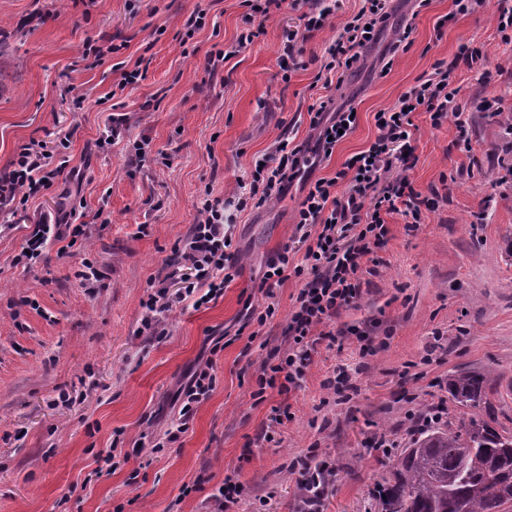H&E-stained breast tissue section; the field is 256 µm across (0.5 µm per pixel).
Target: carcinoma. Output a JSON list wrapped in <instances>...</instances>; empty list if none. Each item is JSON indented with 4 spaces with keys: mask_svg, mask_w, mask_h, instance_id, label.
Returning <instances> with one entry per match:
<instances>
[{
    "mask_svg": "<svg viewBox=\"0 0 512 512\" xmlns=\"http://www.w3.org/2000/svg\"><path fill=\"white\" fill-rule=\"evenodd\" d=\"M487 373L448 378V399L469 410L457 425L417 433L379 490L381 512H512V432L483 417Z\"/></svg>",
    "mask_w": 512,
    "mask_h": 512,
    "instance_id": "carcinoma-1",
    "label": "carcinoma"
}]
</instances>
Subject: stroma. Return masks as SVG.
Listing matches in <instances>:
<instances>
[{
	"label": "stroma",
	"instance_id": "1",
	"mask_svg": "<svg viewBox=\"0 0 512 512\" xmlns=\"http://www.w3.org/2000/svg\"><path fill=\"white\" fill-rule=\"evenodd\" d=\"M501 0L480 12L436 23L452 0H431L419 13L400 5L394 17L412 27L411 45L388 74L370 49L344 90L357 122L318 177L334 176L377 135L374 115L392 106L460 43L483 47L506 69L491 89L501 119L472 115L470 152L456 144L453 122L432 127L415 114V188H438L447 204L423 214L413 232L387 216L389 234L376 249L362 295L335 321L376 335L375 353L357 343L319 345L302 387L282 395L252 392L268 353L284 347L281 330L299 284L288 279L272 296L259 293L265 260L287 243L301 195L259 210L232 212L239 274L223 296L194 307L177 304L160 319L162 337L143 326L151 286L176 292L165 260L198 215L204 186L230 197L256 157L275 141H303L309 106L333 95L316 82L322 55L360 0H340L329 25L304 45L307 69L282 81L277 57L296 11L272 12L264 33L239 46V0H0V172L30 138L68 139V169L55 189L30 199L12 227L0 230V512H216L210 499L225 474L244 488L235 512H297L299 476L289 465L319 449L334 474L322 512H379L378 490L390 460L411 437L410 415L459 418L448 403V377L492 372L488 397L496 426L512 431V67L497 31ZM208 8L206 26L184 54L187 18ZM119 45L91 65L86 43ZM227 54L209 72L212 45ZM149 62L138 85L118 90L124 71ZM85 96L75 110L65 91ZM119 139L107 149L112 120ZM148 139L165 163L136 170L133 141ZM69 185L61 198L57 188ZM71 216L89 234L77 251L50 242L32 266L16 261L27 226ZM90 260L101 278L86 286L77 272ZM276 313L255 338L238 335L246 303ZM230 334L223 348L213 339ZM213 360L216 388L175 442L176 392L190 372ZM344 367L355 387L349 400L323 386ZM83 395L62 403L60 392ZM291 418L273 441L262 439L272 407ZM393 448L372 447L377 436ZM164 442L150 457L153 442Z\"/></svg>",
	"mask_w": 512,
	"mask_h": 512
}]
</instances>
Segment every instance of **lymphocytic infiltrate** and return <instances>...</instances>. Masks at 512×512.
<instances>
[{
  "label": "lymphocytic infiltrate",
  "instance_id": "obj_1",
  "mask_svg": "<svg viewBox=\"0 0 512 512\" xmlns=\"http://www.w3.org/2000/svg\"><path fill=\"white\" fill-rule=\"evenodd\" d=\"M393 0H361L358 11L343 22L336 37L325 47L319 59L318 78L325 84L344 83L362 54L377 42L393 12ZM243 32L239 45L253 43L259 32L258 20L271 11L288 7L298 11L300 24L284 30L278 65L284 75L303 68V45L312 33L323 30L331 12L320 0H240ZM479 66L483 87H490L503 67L493 64L483 48L462 44L451 60L434 63L432 72L402 94L389 108L374 115L378 134L370 146L345 161L334 177L311 179L318 162L330 158L340 142L343 126L356 122L351 109H338L333 98L319 99L308 109L310 142L290 144L276 141L271 149L255 159L247 179L241 180L234 197L237 210L259 209L280 199L294 182H301L304 195L297 210L293 234L288 245L271 257L258 285L259 292L271 294L274 286L294 274L301 287L294 299L284 334L285 352H271L260 366L255 397L275 389L287 394L301 387L313 355L322 340L355 338L360 355L373 353L370 332L349 327L331 331L341 311L362 293V275L375 248L384 244L389 228L385 218L391 214L405 217L408 226L421 223L424 211L434 209L441 196L437 190L422 193L408 176L409 154L413 152V116L428 113L432 126L453 121L456 144L470 146L469 121L464 110L485 111L489 96L462 98L460 87L451 76L459 64ZM467 109H460V102ZM57 171L45 143L30 140L22 145L11 170L0 174V207L19 208L28 199L47 190ZM198 219L181 244L175 245L171 264L188 265L191 277L185 278L182 299L198 298L200 303L223 296L225 287L238 273L233 250V227L224 223V202L214 198L211 189H203L197 205ZM87 235L84 225H60L42 220L30 227L18 262L38 258L48 241L70 239L78 242ZM301 247V264L291 265L290 254ZM212 363L193 372L181 391L178 431L168 432L167 440L176 441L179 431L187 430L198 406L215 389Z\"/></svg>",
  "mask_w": 512,
  "mask_h": 512
}]
</instances>
